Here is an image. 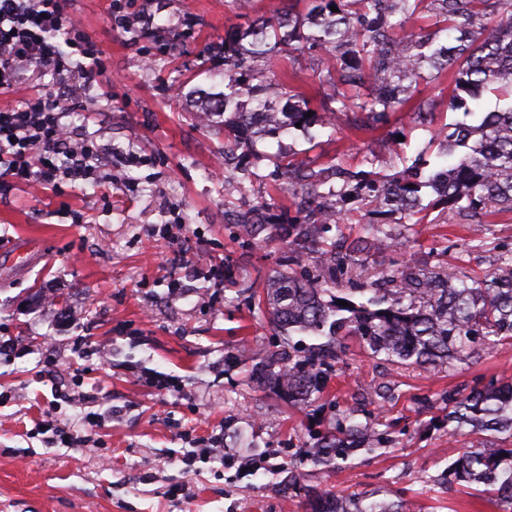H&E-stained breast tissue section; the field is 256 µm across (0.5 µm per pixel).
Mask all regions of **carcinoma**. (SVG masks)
Returning a JSON list of instances; mask_svg holds the SVG:
<instances>
[{"label": "carcinoma", "mask_w": 512, "mask_h": 512, "mask_svg": "<svg viewBox=\"0 0 512 512\" xmlns=\"http://www.w3.org/2000/svg\"><path fill=\"white\" fill-rule=\"evenodd\" d=\"M423 14L434 27L428 34L409 27ZM283 47L320 58L316 76L332 88L334 106L313 112L304 96L290 94L288 76L269 79L247 65ZM426 68L432 73L424 74ZM443 71L452 77L448 110L479 121L439 128L435 158L420 156L416 162L429 169L426 178L408 169L315 170L283 156L278 167L295 180L294 209L281 210L277 224L267 221L275 204L266 200L237 216L244 243H286L280 269L267 279L257 306L288 350L259 359L250 376L257 387L294 405L312 403L324 392L346 336L357 337L372 355L408 368H447L482 348L512 344V249L502 250L495 270L483 277L455 273L444 248L432 268L406 257L367 282L348 273L363 267L364 253L393 249L399 242L380 223L366 225L367 236L353 242L340 223H326L329 198L342 199L363 187L377 210L400 212L417 224L427 217L428 208L421 206L427 189L476 222L493 209L512 212V0H319L306 18L283 15L225 36L224 90L200 92L197 106L209 122L224 125V158L238 163L236 181L243 192L264 178L251 161L256 140L298 123L308 134L345 112L385 119L403 111L421 82ZM366 83L383 91L362 99L357 89ZM504 87L508 102L486 110L483 92ZM262 112L276 114L279 122L245 134ZM332 174L340 180L334 186ZM304 256L313 257L314 265L294 269ZM340 299L348 305L338 304ZM447 402L448 433L468 426L482 439V447L466 450L454 465L459 478L484 486L480 494L512 512V448L502 447L512 442V383L492 380L467 393H450ZM378 436L369 423H340L317 435L307 452L314 463L334 468ZM387 495L325 493L314 499L311 512H411L406 500Z\"/></svg>", "instance_id": "obj_1"}]
</instances>
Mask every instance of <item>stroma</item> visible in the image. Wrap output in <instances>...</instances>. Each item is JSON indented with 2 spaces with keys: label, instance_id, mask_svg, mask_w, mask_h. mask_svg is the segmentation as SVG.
I'll use <instances>...</instances> for the list:
<instances>
[{
  "label": "stroma",
  "instance_id": "35a3bbf8",
  "mask_svg": "<svg viewBox=\"0 0 512 512\" xmlns=\"http://www.w3.org/2000/svg\"><path fill=\"white\" fill-rule=\"evenodd\" d=\"M108 5H67L106 70L104 89L87 91L66 118L105 150L95 181L60 194L20 184L0 198V345L10 348L0 359V512H309L319 493L376 488L415 512H499L448 473L477 438L449 434L446 395L512 379V345L445 371L387 365L350 338L307 408L247 382L253 357L281 345L252 311L250 290L276 270L283 246L244 247L232 222L271 193L288 198L276 156L388 172L427 151L433 128L398 113L359 131L363 115L350 112L308 136L260 139L266 179L240 195L223 164V129L198 122L187 92L222 90L207 72L210 52L229 29L278 16L288 0L245 9L238 0H149L166 33L160 43L111 25ZM255 66L269 77L287 72L314 109L327 104L313 55L282 52ZM127 155L138 164L124 165ZM387 221L404 248L369 253L368 270L400 254L429 268L447 245L457 272L480 276L512 247V212L489 216L480 250L468 248L471 226L457 214L433 209L413 227L396 214ZM166 229L175 243L164 250ZM24 245L32 260L18 270L8 258ZM88 412L99 419L97 440L82 448L34 428ZM366 412L383 447L332 471L307 460L315 432Z\"/></svg>",
  "mask_w": 512,
  "mask_h": 512
}]
</instances>
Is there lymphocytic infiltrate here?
<instances>
[{
  "mask_svg": "<svg viewBox=\"0 0 512 512\" xmlns=\"http://www.w3.org/2000/svg\"><path fill=\"white\" fill-rule=\"evenodd\" d=\"M51 83H42V76ZM99 50L72 22L66 0H0V92L25 90L0 107V195L25 183L43 189L93 180L99 156L64 118L83 92L102 87Z\"/></svg>",
  "mask_w": 512,
  "mask_h": 512,
  "instance_id": "1",
  "label": "lymphocytic infiltrate"
}]
</instances>
